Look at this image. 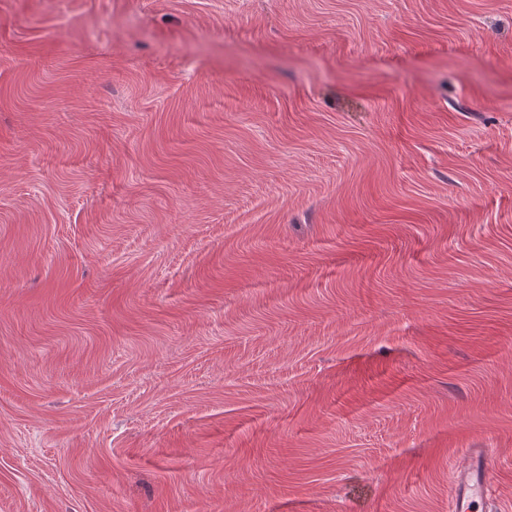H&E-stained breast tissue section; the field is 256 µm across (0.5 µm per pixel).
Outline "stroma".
Masks as SVG:
<instances>
[{"instance_id":"1","label":"stroma","mask_w":512,"mask_h":512,"mask_svg":"<svg viewBox=\"0 0 512 512\" xmlns=\"http://www.w3.org/2000/svg\"><path fill=\"white\" fill-rule=\"evenodd\" d=\"M512 512V0H0V512ZM469 455L468 467L457 477L453 491V512H474L489 495L487 482V460L483 455L464 449Z\"/></svg>"}]
</instances>
